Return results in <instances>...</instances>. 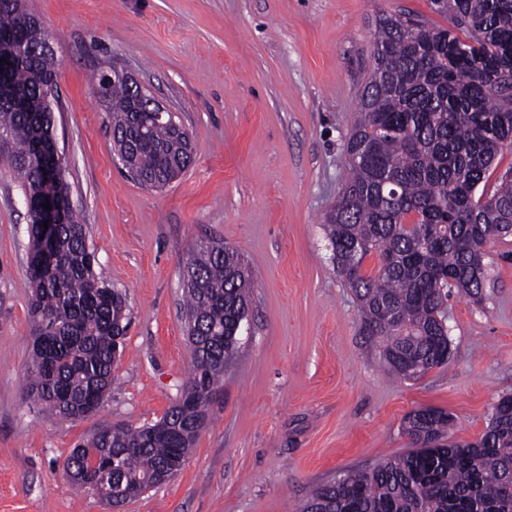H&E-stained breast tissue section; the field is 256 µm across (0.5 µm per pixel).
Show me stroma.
Instances as JSON below:
<instances>
[{
  "instance_id": "35a3bbf8",
  "label": "stroma",
  "mask_w": 512,
  "mask_h": 512,
  "mask_svg": "<svg viewBox=\"0 0 512 512\" xmlns=\"http://www.w3.org/2000/svg\"><path fill=\"white\" fill-rule=\"evenodd\" d=\"M61 62L52 136L95 269L125 293L130 327L101 409L65 421L25 398L28 214L0 165V512H296L348 470L409 451L405 416L436 407L454 440L484 432L512 395V237L486 249L480 299L446 314L451 359L392 375L360 328L323 220L371 63L376 16L428 0H27ZM136 75L179 117L195 160L148 191L122 169L97 101L98 72ZM239 252L254 274L246 335L184 467L112 507L63 476L100 427L160 420L190 368L183 268L200 242Z\"/></svg>"
}]
</instances>
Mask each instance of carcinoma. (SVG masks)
Here are the masks:
<instances>
[{"mask_svg":"<svg viewBox=\"0 0 512 512\" xmlns=\"http://www.w3.org/2000/svg\"><path fill=\"white\" fill-rule=\"evenodd\" d=\"M450 27L413 12L374 20L372 62L343 151L346 174L324 229L336 272L354 289L362 328L389 371L416 379L448 364L443 307L449 291L481 294L485 248L512 236V0H428ZM51 39L21 0H0V161L29 201L28 308L32 355L25 393L65 420L95 414L114 381L127 331L126 299L94 272L89 229L56 184L59 223L45 229L40 158L50 149L60 63L36 49ZM96 94L147 190L193 163L189 132L154 122L123 83ZM373 275L363 273L370 255ZM184 271L191 370L182 395L155 424H117L73 449L63 469L76 489L101 483L146 492L178 453L172 435L208 416L224 388V357L239 348L253 272L222 242L198 245ZM452 417L426 407L405 418L412 449L315 488L299 512H512V396L494 405L479 440H449Z\"/></svg>","mask_w":512,"mask_h":512,"instance_id":"1","label":"carcinoma"}]
</instances>
